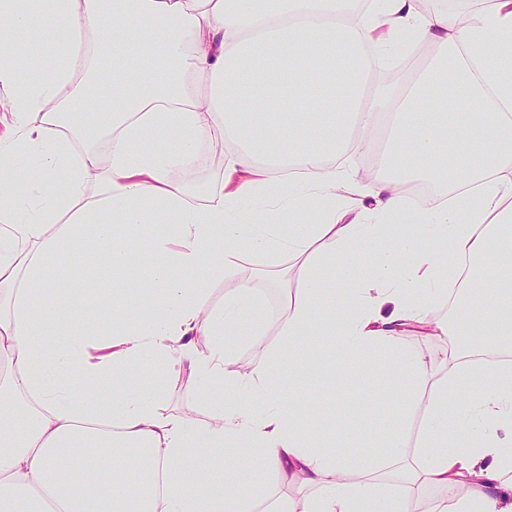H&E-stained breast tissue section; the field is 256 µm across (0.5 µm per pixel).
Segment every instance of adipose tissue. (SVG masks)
Returning a JSON list of instances; mask_svg holds the SVG:
<instances>
[{
  "label": "adipose tissue",
  "instance_id": "ef3b65f1",
  "mask_svg": "<svg viewBox=\"0 0 512 512\" xmlns=\"http://www.w3.org/2000/svg\"><path fill=\"white\" fill-rule=\"evenodd\" d=\"M30 2L0 0V512H410L430 488L445 496L428 512H512L500 485L512 472V361L475 360L466 345L485 336L512 350V0L459 30L417 0H373L359 20L348 0ZM155 34L161 46L143 51ZM402 44L451 58L453 95L437 98L445 72L429 66L385 105L386 173L337 170L332 157L372 131L375 112L363 80L337 77V63ZM216 139L234 144L220 180H174ZM422 156L439 158L448 202L413 207L398 189ZM343 188L372 195L373 210L343 202ZM145 224L144 246L133 233ZM76 235L95 253L69 252ZM368 243L372 256L353 261ZM284 252L302 276L277 321L289 375L271 353L234 371L233 339L260 335V303L243 282L212 308L211 284L241 255ZM97 262L150 276L106 296L90 280L73 290L45 276ZM326 268L341 272L336 286ZM456 278L453 317L434 318ZM78 301L88 316L45 339L47 318ZM410 332L447 345L442 362L406 348ZM355 359L378 399L402 384L399 416L359 452L352 424L321 436L322 393L304 406L285 389L312 366L336 376ZM141 366L153 384L135 378ZM199 374L206 422L160 413ZM279 480L312 492L267 495Z\"/></svg>",
  "mask_w": 512,
  "mask_h": 512
}]
</instances>
